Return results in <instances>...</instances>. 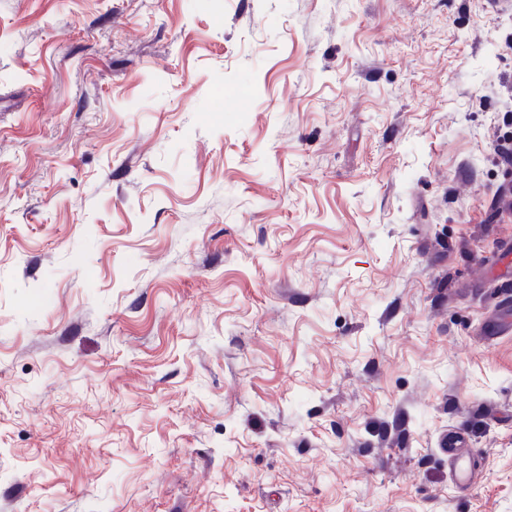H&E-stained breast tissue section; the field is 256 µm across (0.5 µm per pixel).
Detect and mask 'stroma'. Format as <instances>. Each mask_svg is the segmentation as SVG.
<instances>
[{
    "instance_id": "obj_1",
    "label": "stroma",
    "mask_w": 512,
    "mask_h": 512,
    "mask_svg": "<svg viewBox=\"0 0 512 512\" xmlns=\"http://www.w3.org/2000/svg\"><path fill=\"white\" fill-rule=\"evenodd\" d=\"M504 148L512 0H0V512H512Z\"/></svg>"
}]
</instances>
